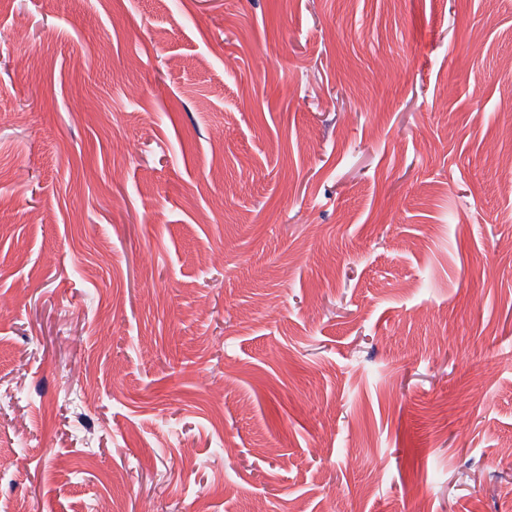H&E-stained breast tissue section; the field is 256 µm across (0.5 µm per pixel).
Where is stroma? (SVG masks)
<instances>
[{
    "mask_svg": "<svg viewBox=\"0 0 512 512\" xmlns=\"http://www.w3.org/2000/svg\"><path fill=\"white\" fill-rule=\"evenodd\" d=\"M512 0H0V512H512Z\"/></svg>",
    "mask_w": 512,
    "mask_h": 512,
    "instance_id": "1",
    "label": "stroma"
}]
</instances>
